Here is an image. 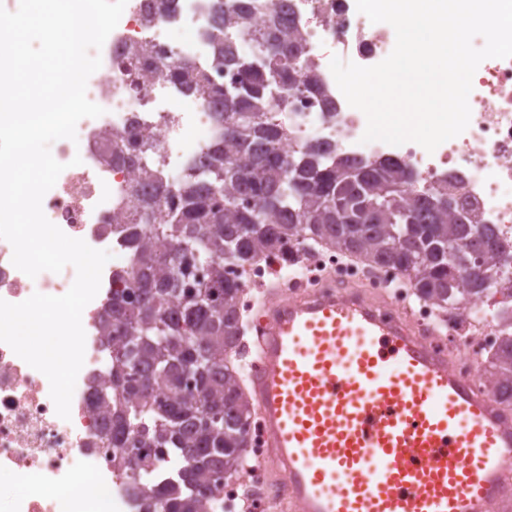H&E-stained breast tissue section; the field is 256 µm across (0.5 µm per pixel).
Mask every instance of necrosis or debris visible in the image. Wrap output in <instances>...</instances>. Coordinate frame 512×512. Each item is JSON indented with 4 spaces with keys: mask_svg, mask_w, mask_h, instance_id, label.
Here are the masks:
<instances>
[{
    "mask_svg": "<svg viewBox=\"0 0 512 512\" xmlns=\"http://www.w3.org/2000/svg\"><path fill=\"white\" fill-rule=\"evenodd\" d=\"M210 0H171L168 15L151 20L147 0H127L117 27L105 41L102 70L87 82L89 100L103 115L78 122L76 140L54 143L53 157L64 164L55 186L43 197L47 219L66 235L109 251L100 289L81 316L84 363L73 392L69 419L60 418L49 381L11 347L0 342V474L35 476L39 492L12 499L9 512H96L95 499L69 493L88 476L106 493L110 512H141L122 465L127 451L108 434L107 415L98 406L99 389L108 382L111 341L98 320L119 275L131 264L126 236L142 183L137 166L112 154L109 137L134 131L146 138L149 157H161L169 181H177L197 163L214 137L213 107L205 96L155 80L135 85L130 76L134 50L147 43L159 62L192 59L211 81L228 85L236 72L212 66L206 35L211 29ZM293 25L304 38V59L325 87V96L296 95L287 111L284 149L320 141L358 160L390 158L411 171L420 187L447 182L448 195L466 205L479 223L496 225L512 240V57L484 60L475 72L468 97L467 129L427 152L414 142L390 145L363 142V112L351 107L338 88L329 63L332 52L361 66L384 60L394 48L393 28L373 29L356 0H283ZM182 104L180 111L170 101ZM80 165H73V158ZM11 244L0 239V299L17 304L33 293L60 296L72 286L76 270L41 272L29 278L14 267Z\"/></svg>",
    "mask_w": 512,
    "mask_h": 512,
    "instance_id": "obj_1",
    "label": "necrosis or debris"
}]
</instances>
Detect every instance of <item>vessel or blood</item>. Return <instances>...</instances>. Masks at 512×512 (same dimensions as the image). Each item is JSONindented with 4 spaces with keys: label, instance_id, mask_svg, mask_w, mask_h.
I'll return each mask as SVG.
<instances>
[{
    "label": "vessel or blood",
    "instance_id": "1",
    "mask_svg": "<svg viewBox=\"0 0 512 512\" xmlns=\"http://www.w3.org/2000/svg\"><path fill=\"white\" fill-rule=\"evenodd\" d=\"M258 310L248 375L297 512H488L512 494V413L429 343L432 324L321 277Z\"/></svg>",
    "mask_w": 512,
    "mask_h": 512
}]
</instances>
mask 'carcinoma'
Instances as JSON below:
<instances>
[{"mask_svg": "<svg viewBox=\"0 0 512 512\" xmlns=\"http://www.w3.org/2000/svg\"><path fill=\"white\" fill-rule=\"evenodd\" d=\"M257 0H214L212 59L243 69L224 28L245 32L259 48V67L231 87L210 83L191 59L149 70L189 92L205 94L216 112V138L199 164L175 183L143 167L139 225L129 235L131 287L112 294L100 315L112 337L109 385L98 402L110 417L115 448L134 438L142 448L177 457V478L155 479L146 458L130 466L143 512H207L213 476L245 472L251 397L241 386L246 323L240 272L263 255L292 266L316 248L357 258L374 271L396 270L416 297L442 315L472 313L473 300L495 306L498 334L479 345V385L512 408V245L490 224L459 215L448 184L415 188L398 162L365 164L307 144L280 161L288 129L274 113L288 104L272 96L319 94L304 62L298 31L275 10L251 28ZM175 196L179 204L165 209ZM166 390L154 389L156 379Z\"/></svg>", "mask_w": 512, "mask_h": 512, "instance_id": "cac0c4a2", "label": "carcinoma"}]
</instances>
